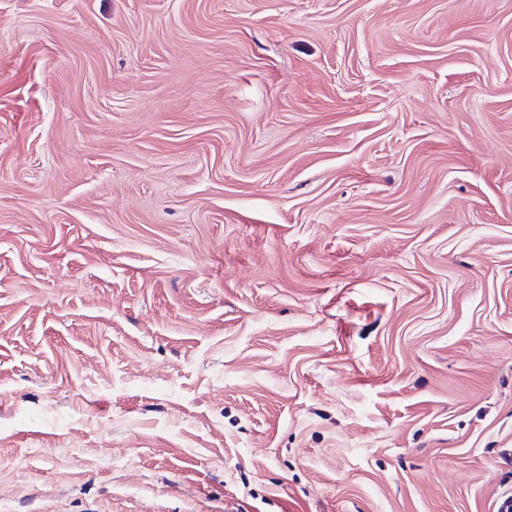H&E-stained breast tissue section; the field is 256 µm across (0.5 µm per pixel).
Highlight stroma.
I'll list each match as a JSON object with an SVG mask.
<instances>
[{
    "instance_id": "35a3bbf8",
    "label": "stroma",
    "mask_w": 512,
    "mask_h": 512,
    "mask_svg": "<svg viewBox=\"0 0 512 512\" xmlns=\"http://www.w3.org/2000/svg\"><path fill=\"white\" fill-rule=\"evenodd\" d=\"M512 0H0V512H495Z\"/></svg>"
}]
</instances>
